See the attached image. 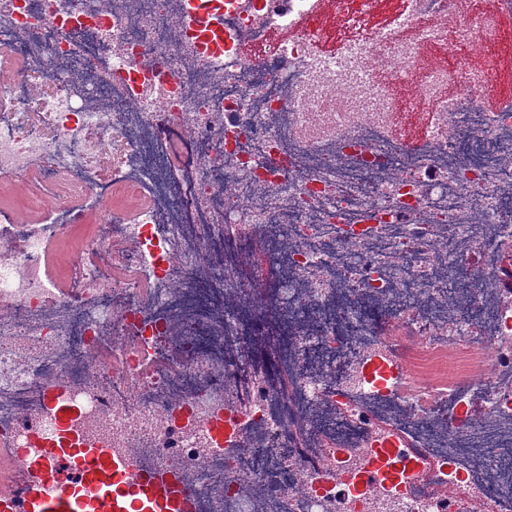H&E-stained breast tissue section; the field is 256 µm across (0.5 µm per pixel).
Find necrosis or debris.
I'll use <instances>...</instances> for the list:
<instances>
[{"label": "necrosis or debris", "mask_w": 512, "mask_h": 512, "mask_svg": "<svg viewBox=\"0 0 512 512\" xmlns=\"http://www.w3.org/2000/svg\"><path fill=\"white\" fill-rule=\"evenodd\" d=\"M382 4L338 0L357 35L325 55L314 29L269 41L266 0H0V177L54 200L36 224L0 209V440L59 437L64 377L80 435L192 473L195 512H445L459 460L458 505L512 512V99L483 107L482 19L424 24L462 0L396 19L452 56L428 74L371 25ZM421 106L454 136L386 133ZM89 213L60 283L49 248ZM268 308L285 387L240 373ZM387 444L421 450L415 480L350 494Z\"/></svg>", "instance_id": "obj_1"}]
</instances>
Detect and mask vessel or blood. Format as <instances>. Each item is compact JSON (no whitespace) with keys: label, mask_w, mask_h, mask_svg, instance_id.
<instances>
[{"label":"vessel or blood","mask_w":512,"mask_h":512,"mask_svg":"<svg viewBox=\"0 0 512 512\" xmlns=\"http://www.w3.org/2000/svg\"><path fill=\"white\" fill-rule=\"evenodd\" d=\"M286 28L323 30L333 18L331 0H270ZM283 28V29H286ZM283 29L270 30L279 38ZM13 475L0 481V512H168L172 501L195 498L189 474L140 469L132 453L112 457L85 441L68 447L51 441L33 454L12 452Z\"/></svg>","instance_id":"vessel-or-blood-1"}]
</instances>
